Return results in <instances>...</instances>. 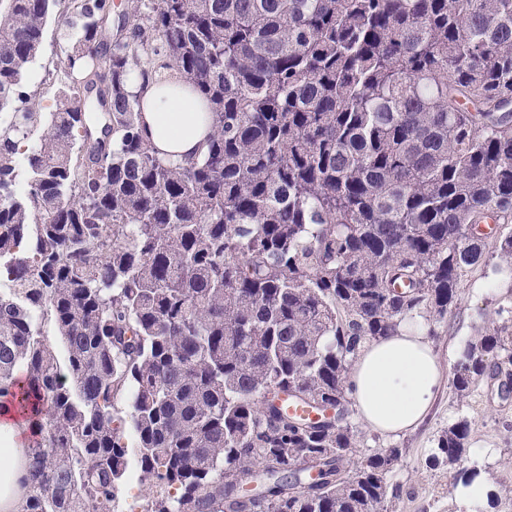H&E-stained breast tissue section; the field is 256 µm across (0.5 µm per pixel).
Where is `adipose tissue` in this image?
Instances as JSON below:
<instances>
[{"instance_id":"adipose-tissue-1","label":"adipose tissue","mask_w":512,"mask_h":512,"mask_svg":"<svg viewBox=\"0 0 512 512\" xmlns=\"http://www.w3.org/2000/svg\"><path fill=\"white\" fill-rule=\"evenodd\" d=\"M142 127L160 155L194 157L213 129L206 100L191 86L136 83ZM444 373L423 328L406 327L364 344L351 369L347 396L366 426L384 435L414 430L429 417ZM28 429L0 396V512H22L27 495Z\"/></svg>"}]
</instances>
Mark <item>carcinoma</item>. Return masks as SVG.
<instances>
[{"label": "carcinoma", "instance_id": "1", "mask_svg": "<svg viewBox=\"0 0 512 512\" xmlns=\"http://www.w3.org/2000/svg\"><path fill=\"white\" fill-rule=\"evenodd\" d=\"M146 8L129 25L112 0H0V395L33 415L22 512H114L132 463L144 512H388L402 450L351 462L347 378L363 343L437 335L483 260L467 225L512 224V0ZM53 17L71 39L40 112L23 81ZM158 57L214 116L190 159L138 127L133 78ZM511 367L504 325L451 384ZM469 434L457 420L426 460L453 488L481 474Z\"/></svg>", "mask_w": 512, "mask_h": 512}]
</instances>
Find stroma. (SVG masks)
I'll return each mask as SVG.
<instances>
[{
	"label": "stroma",
	"mask_w": 512,
	"mask_h": 512,
	"mask_svg": "<svg viewBox=\"0 0 512 512\" xmlns=\"http://www.w3.org/2000/svg\"><path fill=\"white\" fill-rule=\"evenodd\" d=\"M67 44L65 27L50 21L44 54L25 76L29 88L41 91L40 111L56 108V89L45 85V73ZM499 265L496 244L487 240L482 264L463 279L456 305L432 339L445 373H452L460 350L473 336L493 327L512 326V274L500 272ZM462 417L470 422L471 461L486 470L493 486L512 488V399L501 400L496 383L489 379L478 381L463 399L451 385H444L432 413L415 431L387 437L363 429L351 457L356 460L383 448L401 449V462L389 477L390 485L400 491L392 504L394 512H465L456 495L448 491L447 470L426 466L441 432Z\"/></svg>",
	"instance_id": "stroma-1"
}]
</instances>
